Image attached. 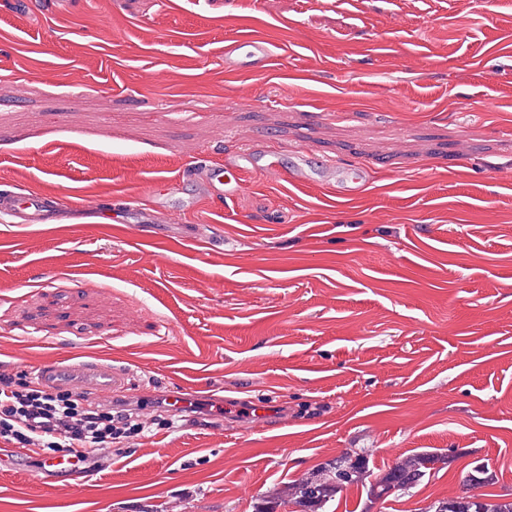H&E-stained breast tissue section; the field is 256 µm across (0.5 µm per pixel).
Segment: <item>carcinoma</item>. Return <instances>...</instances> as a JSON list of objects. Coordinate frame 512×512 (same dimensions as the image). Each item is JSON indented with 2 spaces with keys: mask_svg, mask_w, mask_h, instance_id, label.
Masks as SVG:
<instances>
[{
  "mask_svg": "<svg viewBox=\"0 0 512 512\" xmlns=\"http://www.w3.org/2000/svg\"><path fill=\"white\" fill-rule=\"evenodd\" d=\"M450 458L446 449L422 450L376 473L372 451L356 448L325 461L294 481L284 494L266 497L256 512H277L279 507L288 504L294 506L295 512H326L336 496L352 486L364 488L371 503L390 496H409L432 472L447 465ZM495 480V472L487 464L478 462L462 478L463 485L474 493L466 491L437 499L424 512H512V497L490 499L478 492Z\"/></svg>",
  "mask_w": 512,
  "mask_h": 512,
  "instance_id": "obj_1",
  "label": "carcinoma"
}]
</instances>
